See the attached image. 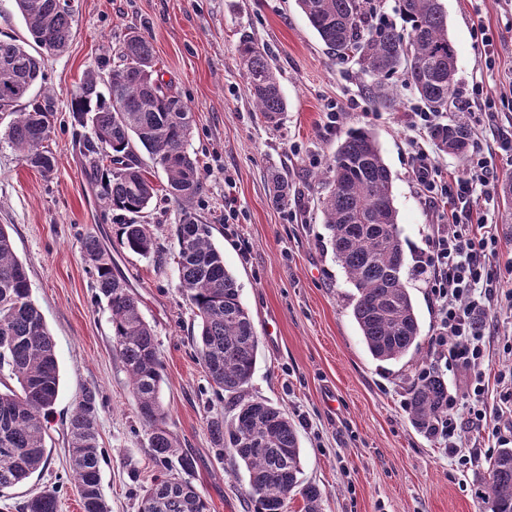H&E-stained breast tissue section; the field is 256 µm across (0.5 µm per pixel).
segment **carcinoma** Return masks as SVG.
Wrapping results in <instances>:
<instances>
[{"label": "carcinoma", "mask_w": 512, "mask_h": 512, "mask_svg": "<svg viewBox=\"0 0 512 512\" xmlns=\"http://www.w3.org/2000/svg\"><path fill=\"white\" fill-rule=\"evenodd\" d=\"M15 5L40 51L33 54L14 41H0V124L7 123L4 135L21 159L49 177L56 159L45 143L56 130V93L33 89L45 82L44 55L67 48L74 14L71 0H15ZM298 6L328 50L337 55L355 52L359 73L371 77L366 94L376 105L394 106L388 80L399 72L431 111L447 112L454 105L457 46L448 37L441 0H398L408 29L406 41L395 28L373 22L376 0H298ZM238 54L248 99L266 123L279 124L287 103L269 57L248 38L240 41ZM117 58L102 72H87L72 94V125L90 130L79 141L80 151L89 160L91 179L105 206L127 217L117 236L131 253L163 256L149 225L138 222L157 188L137 148L166 174L165 191L179 207L173 234L178 288L198 320L196 355L216 393L234 400L229 420L217 417L208 423L215 454L228 452L244 464L256 512H285L288 500L297 495L304 512H324V492L300 480L301 449L288 414L244 395L259 337L236 278L224 265V254L211 242V225L202 223L193 209L205 176L186 149L192 112L155 68L146 36L129 32ZM429 134L439 150L461 159L467 155L470 131L464 123H439ZM267 180L273 203L288 209L294 197L288 177L271 168ZM318 181L326 189L320 204L328 243L355 288L352 313L363 341L375 359L397 361L418 348L420 325L403 275L391 172L375 137L367 130L349 131ZM82 258L97 297L107 300L112 350L127 373L138 420L147 429L158 465V474L142 488L139 512H209L204 496L183 478L194 459L169 429L160 399L164 366L155 331L98 237H84ZM5 368L18 387L0 390V492L49 466L46 437L59 391L52 337L31 300L26 266L14 252L9 226L1 224L0 371ZM101 404L99 389H82L66 427L69 467L83 512H111L100 484ZM447 408L448 386L439 374L413 380L406 410L419 432L434 435ZM478 496L490 512H512L511 447L498 449L491 458ZM20 512H58L56 492L32 493Z\"/></svg>", "instance_id": "obj_1"}]
</instances>
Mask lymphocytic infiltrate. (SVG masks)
<instances>
[{
    "label": "lymphocytic infiltrate",
    "mask_w": 512,
    "mask_h": 512,
    "mask_svg": "<svg viewBox=\"0 0 512 512\" xmlns=\"http://www.w3.org/2000/svg\"><path fill=\"white\" fill-rule=\"evenodd\" d=\"M439 120L437 113L420 111L409 124L408 145L413 174L418 186L431 200L451 202L446 223L437 225L428 241V250L419 270L426 274L431 296L438 308L439 328L435 343L446 370H466L464 399L449 398L448 412L441 417L435 436L448 448L449 456L460 453V430L464 421H483L484 334L475 315L485 312L501 282L491 260L500 242L484 215L474 212L471 203L479 197H493L496 172L482 145H475L463 175L448 176L432 162L421 135Z\"/></svg>",
    "instance_id": "lymphocytic-infiltrate-1"
}]
</instances>
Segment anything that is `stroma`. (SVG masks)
<instances>
[{"mask_svg": "<svg viewBox=\"0 0 512 512\" xmlns=\"http://www.w3.org/2000/svg\"><path fill=\"white\" fill-rule=\"evenodd\" d=\"M448 35L458 46L459 87L482 81L494 95L492 110H451L441 122L463 120L495 148L498 179L512 173V151L497 137L512 134V0H442ZM74 34L66 50L49 56L45 85L56 93L57 123L48 143L55 173L43 177L7 142H0V224L11 227L14 251L25 264L31 298L55 343L60 384L48 426L51 463L42 473L0 494V512L30 491L56 490L59 512H83L69 476L64 432L83 388H98L105 405L98 419L105 457L101 484L112 512H138L139 494L157 473L120 361L112 352L105 303L96 301L81 258V240L92 234L111 252L116 270L132 286L141 313L155 331L164 361L160 396L169 428L195 466L189 480L210 512H255L247 497L248 475L232 457L212 450L208 422L229 417L195 357L198 322L177 285L172 239L179 211L157 194L143 221L163 259L122 248L121 212L107 209L86 177L87 159L75 143L70 97L85 74L111 61L130 29L143 32L154 61L190 107L194 123L188 150L206 173L194 202L212 225V240L241 289L259 345L246 395L286 410L302 452L301 479L325 493V512H483L479 477L499 445L490 425L465 424L461 446L469 462L451 460L440 440L419 433L405 408L416 371L434 357L437 310L422 277L412 271L427 249L440 208L416 185L407 145L408 114L418 96L397 75L394 108L370 102L353 61L328 53L296 0H73ZM498 50L484 63L477 29ZM251 36L265 51L287 99L278 126L264 122L245 93L237 47ZM340 105L339 129L326 114ZM377 140L393 179L394 206L405 242L406 278L421 325L418 351L398 361L375 360L362 341L349 298L353 288L327 246L328 231L314 180L351 129ZM287 169L296 201L273 205L268 168ZM477 211L495 224L502 246L493 260L501 281L512 284V216L501 195L477 200ZM233 209L234 220L224 218ZM494 332L485 337L489 416L512 428V405L501 400V373L512 369V305L493 304Z\"/></svg>", "mask_w": 512, "mask_h": 512, "instance_id": "obj_1", "label": "stroma"}]
</instances>
